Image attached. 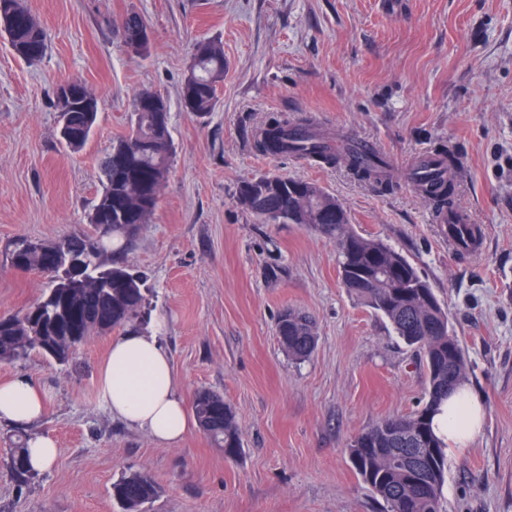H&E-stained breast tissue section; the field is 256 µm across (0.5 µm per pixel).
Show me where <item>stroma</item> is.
Returning <instances> with one entry per match:
<instances>
[{"label": "stroma", "instance_id": "obj_1", "mask_svg": "<svg viewBox=\"0 0 512 512\" xmlns=\"http://www.w3.org/2000/svg\"><path fill=\"white\" fill-rule=\"evenodd\" d=\"M47 35L27 62L0 32V315L31 305L47 279L11 267L15 238L88 229L100 163L133 122L142 88L167 102L174 155L150 224L128 242L145 277L136 321L162 342L178 392L223 396L242 439L225 458L200 428L158 444L112 415L97 376L112 335L91 337L67 364L38 354L0 362L24 377L44 416L0 423V512H119L112 484L144 469L159 487L148 512H384L349 446L381 420L416 413L427 369L417 348L341 283L335 241L311 225L264 224L239 186L271 173L318 184L353 229L401 252L428 280L462 342L467 383L485 401L481 431L447 449L442 512H512V0H26ZM151 30L146 55L115 31L129 14ZM224 48V82L203 119L180 92L196 43ZM78 78L100 97L85 147L60 141L53 91ZM274 116L310 117L376 143L397 179L385 190L344 165L258 154ZM457 161L454 208L483 225L457 253L411 181L420 153ZM309 313L317 346L293 360L276 325ZM54 439L57 458L26 485L7 467L16 432Z\"/></svg>", "mask_w": 512, "mask_h": 512}]
</instances>
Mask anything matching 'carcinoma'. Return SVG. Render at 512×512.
<instances>
[{"instance_id":"cac0c4a2","label":"carcinoma","mask_w":512,"mask_h":512,"mask_svg":"<svg viewBox=\"0 0 512 512\" xmlns=\"http://www.w3.org/2000/svg\"><path fill=\"white\" fill-rule=\"evenodd\" d=\"M146 22L129 15L118 36L134 43ZM0 30L7 33L15 54L39 60L46 42L38 18L25 0H0ZM195 63L181 89V106L198 118L206 117L218 102L224 78V50L220 43L196 44ZM54 104L70 124L94 127L101 100L76 79L60 81ZM332 137L308 118H274L261 131L255 149L305 160L343 162L362 180L385 190L394 186L389 164L376 157L360 161L351 153L337 154ZM173 153L168 106L155 95L140 103L130 131L112 146L101 165L103 191L88 223L93 235H68L35 242L24 236L8 246L11 265L18 271H38L51 285L21 312L0 316V361H18L35 352L66 364L95 334L125 329L145 302L143 278L124 262L128 238L150 223L166 181ZM417 189L444 206L452 204L454 178L422 179ZM240 202L258 220L269 222L275 210L280 224H313L338 245L341 282L363 305L385 317L407 345L419 349L428 372L427 400L415 414L387 418L360 434L350 444L351 463L362 480L386 505V512H441V489L446 458L443 440L433 431L431 415L448 397V385L465 381L466 363L458 337L449 328L448 312L417 268L399 251L376 238L364 237L349 224L341 202L315 183L279 175H261L239 187ZM281 317L294 322L293 335L280 340L288 356L309 358L316 336L309 316L286 310ZM454 358V380L448 382V355ZM193 412L211 444L227 458L241 451V437L233 411L224 399L202 390ZM27 436L20 435L8 450L7 464L15 481L28 482L35 471L26 457ZM408 448L416 459L430 458L421 467H394L380 448ZM159 487L144 470H129L112 484L120 512H144Z\"/></svg>"}]
</instances>
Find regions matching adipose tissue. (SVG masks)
Returning <instances> with one entry per match:
<instances>
[{"label": "adipose tissue", "instance_id": "1", "mask_svg": "<svg viewBox=\"0 0 512 512\" xmlns=\"http://www.w3.org/2000/svg\"><path fill=\"white\" fill-rule=\"evenodd\" d=\"M164 322L144 333L126 331L114 340L100 366L98 391L113 415L146 431L158 443L179 444L193 428L184 398L160 336ZM44 410L39 389L28 379L0 381V422L24 427ZM485 408L467 385L448 395L433 419L434 430L452 448L467 447L479 432Z\"/></svg>", "mask_w": 512, "mask_h": 512}]
</instances>
